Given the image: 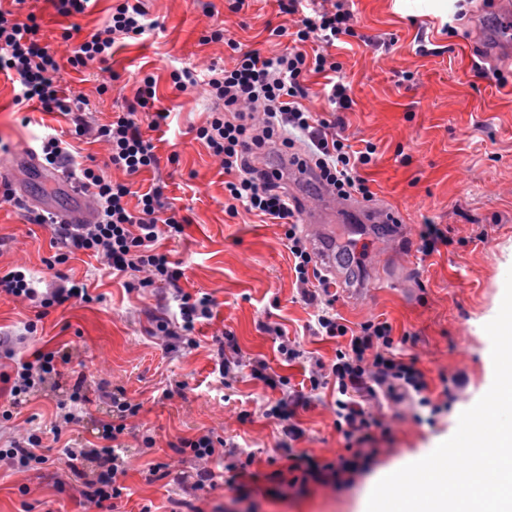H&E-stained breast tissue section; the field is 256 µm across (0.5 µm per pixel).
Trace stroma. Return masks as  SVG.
<instances>
[{
	"label": "stroma",
	"instance_id": "1",
	"mask_svg": "<svg viewBox=\"0 0 512 512\" xmlns=\"http://www.w3.org/2000/svg\"><path fill=\"white\" fill-rule=\"evenodd\" d=\"M232 2L143 0L155 29L125 40L107 62L64 70L73 96L85 100L99 124L126 111L144 75L155 77V107L168 118L155 129L150 115L142 112L138 118L160 163L134 182L144 190L161 179L167 203L188 217L184 235L164 247L186 270L180 282L184 291L214 295L213 319L197 325L195 347H173L154 332L158 320L179 317L170 289H129L125 279L111 277L96 258L85 255L62 271L77 280L93 278L98 301L58 308L40 319L31 302L0 295V336L17 338L12 355L0 353V373L40 348L69 358L12 419L0 417V446L42 427L45 446L58 456L61 446L47 427L57 404L69 398L73 372L81 371L89 402L69 439L101 443L102 426L112 418L113 388H123L142 405L121 437L125 474L115 512H365L375 484L451 437L461 412L493 381L484 326L499 311L512 268V60L494 62L479 53L481 0H347L357 34L344 37L334 50L354 101L343 115L344 134L355 148L376 145L377 160L363 172L371 204L393 210L400 222L394 228L370 225L351 235L346 222L336 220L337 239H350L361 262L335 274L334 308L353 328L388 320L399 339L397 351L417 357L428 396L448 409L430 426L414 419L409 402L384 404L380 413L390 433L377 437L366 469L336 487L298 481L275 456L280 428L262 415L268 390L245 373L231 386L221 384L213 372L216 341L232 332L244 358L264 359L288 379L289 390L307 401L298 411L304 431L298 449L329 459L346 452L333 426L336 391L330 384L311 390L308 377L313 359L332 363L340 344L311 330L314 309L296 285L282 227L228 211L224 167L194 133L211 100L201 90H176L170 79L175 69L204 76L215 67L233 68L247 51L271 56L289 48L288 37L274 30L292 27L294 19L277 14L274 0H245L238 11ZM112 5L113 0H97L73 18L57 15L43 0H26L24 8L40 13L43 42L65 60L83 35L105 23ZM214 30L222 31V39H210ZM14 97L12 80L0 75L4 178L47 207L64 205L66 191L32 173L19 158L47 135L69 139L70 120L16 104ZM427 219L447 227L450 242L424 258L409 246ZM0 238L5 241L1 269L23 266L39 290L54 285L47 267L54 254L47 225L28 223L23 210L0 207ZM32 319L38 327L29 335L23 327ZM267 323L280 324L299 341V358L280 361L276 343L263 329ZM458 374L463 383L450 384ZM174 386L180 394L163 398ZM201 430L233 440L252 455L235 487L224 484L223 459L202 461L173 449L177 438ZM147 431L156 440L150 450L142 443ZM157 463L167 464V477L150 476ZM204 467L214 472V484L194 490L195 474ZM96 473L92 460L75 473L61 462L30 470L0 466V512H101L83 495Z\"/></svg>",
	"mask_w": 512,
	"mask_h": 512
}]
</instances>
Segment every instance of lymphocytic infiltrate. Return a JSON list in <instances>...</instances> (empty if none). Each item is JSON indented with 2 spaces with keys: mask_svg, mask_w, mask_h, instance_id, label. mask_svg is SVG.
<instances>
[{
  "mask_svg": "<svg viewBox=\"0 0 512 512\" xmlns=\"http://www.w3.org/2000/svg\"><path fill=\"white\" fill-rule=\"evenodd\" d=\"M12 2V8L0 7V74L16 78L19 83L16 103H33L43 111L69 115L75 136L90 134L108 146L103 165L76 167L66 142L53 134L46 136L40 146L43 162L51 167L73 166L77 182L96 202V218L90 224H56L51 216L37 212L30 215V223L50 225L54 264H66L72 256L83 253L100 259L112 276L132 277L133 287L163 284L172 288L179 301L181 321L173 326L161 320L156 329L184 347H193L195 325L212 318L216 301L206 292L182 291L180 281L185 272L161 249L162 241L184 234L188 220L166 210L159 184L136 194L130 183L131 177L159 165L154 147L136 118L138 112L150 111L154 104V76L142 79L127 111L118 113L111 123L92 125L87 112L76 106L71 97L54 52L41 40L38 15L31 12L19 16L16 7L22 0ZM276 2L280 13L297 18L291 50L272 57L257 50L243 53L233 68L212 69L203 81L188 69L172 71L170 78L180 91L203 87L213 101L214 108L206 123L196 128L195 138L224 165L229 176L224 183L229 212L242 209L281 224L285 246L294 261L296 283L306 303L316 304L320 292L331 288L332 281L297 232V209L282 189V172L257 165L256 158L269 145L285 146L290 137H302L309 144L310 164L322 183L337 196L346 198L357 193L367 199L371 191L363 171L375 164L377 148L370 142L363 148H353L339 132L343 125L341 114L350 109L352 100L346 85L338 79L342 67L330 49L341 37L354 36L351 13L340 2L334 10H317L310 15L303 12L305 0ZM150 27L140 0H119L112 7L108 22L78 45L70 62L83 66L91 61H107L117 43L141 36ZM313 74L323 76L330 87L327 99L336 111L333 119L317 116L303 104L308 96L307 80ZM110 168L122 170L126 181L108 177L106 171ZM132 196L137 199L133 208L128 205ZM0 294L30 300L43 312L93 300L85 283L75 287L61 284L39 291L31 272L22 266L0 270ZM316 325L317 335L341 339L342 345L333 364L315 361L310 386L316 390L334 383L338 393L336 431L353 457H365L364 446L373 431H388L385 422L368 408V401L382 395L400 400L416 394L421 404H428L426 376L416 358L393 352V326L388 321L370 320L359 329H351L329 299L319 307ZM57 371L55 353L39 350L1 376L8 393L0 406V416L12 418L20 396ZM250 372L274 393L264 407L265 416L277 421L289 441H299L304 431L296 415L304 404L303 397L285 391L284 377L264 360H254ZM139 411V404L126 398L123 390H116L112 394V419L104 425L109 444L62 450L64 463L71 470H78L90 458L97 462V478L88 482L86 493L96 506L122 494L118 477L124 472V448L120 438L128 419ZM0 461L15 469H28L48 464L49 457L42 451L41 435L32 431L26 438L0 448Z\"/></svg>",
  "mask_w": 512,
  "mask_h": 512,
  "instance_id": "obj_1",
  "label": "lymphocytic infiltrate"
}]
</instances>
